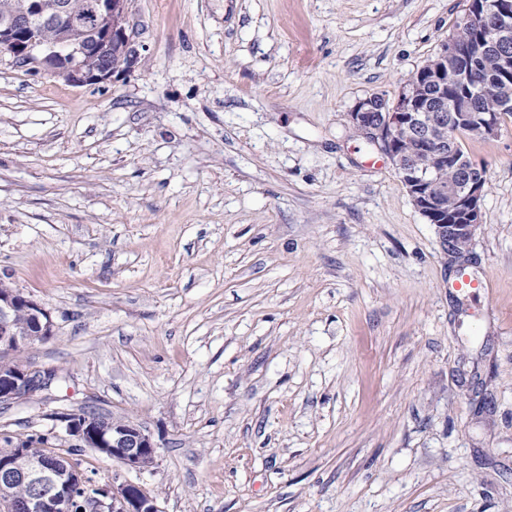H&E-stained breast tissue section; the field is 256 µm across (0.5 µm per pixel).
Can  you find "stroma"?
<instances>
[{"label": "stroma", "mask_w": 512, "mask_h": 512, "mask_svg": "<svg viewBox=\"0 0 512 512\" xmlns=\"http://www.w3.org/2000/svg\"><path fill=\"white\" fill-rule=\"evenodd\" d=\"M467 0H131L138 55L75 86L0 53V282L55 373L0 434L140 423L163 512H512V117L463 140L482 225L454 286L349 114Z\"/></svg>", "instance_id": "obj_1"}]
</instances>
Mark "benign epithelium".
<instances>
[{
    "mask_svg": "<svg viewBox=\"0 0 512 512\" xmlns=\"http://www.w3.org/2000/svg\"><path fill=\"white\" fill-rule=\"evenodd\" d=\"M130 0H91L87 14L77 18L69 0H22L0 15V44L17 62L33 64L50 75L75 85H95L127 69L137 55L136 32L129 24ZM466 21L488 18L495 36L484 38L470 29L456 28L441 52L421 67L398 101L371 95L355 105L349 118L392 162L415 207L436 226L443 253L459 244H471L481 225V204L487 182L483 167L448 150L446 124L472 125L487 137L500 131L499 111L512 107V0H468ZM51 29L43 39L35 29ZM491 61L498 80L492 86L489 112L464 108L451 114L448 95L466 88L477 92L474 62ZM438 90L432 101L430 91ZM439 147L456 181L443 184L405 159L402 137ZM23 310L32 323L21 328L15 315ZM54 333L49 311L24 293L0 288V404L28 400L46 390L54 374L14 360L15 354L36 340ZM64 440L72 448H92L119 462L126 470L142 472L155 460L157 446L139 424L104 419L91 414L63 418ZM28 461L25 469L16 461ZM26 482L39 493L25 503L26 512H163L157 498L143 485L114 477L103 484L85 482L75 465L60 470L25 440L0 450V512H16L8 487Z\"/></svg>",
    "mask_w": 512,
    "mask_h": 512,
    "instance_id": "1",
    "label": "benign epithelium"
}]
</instances>
